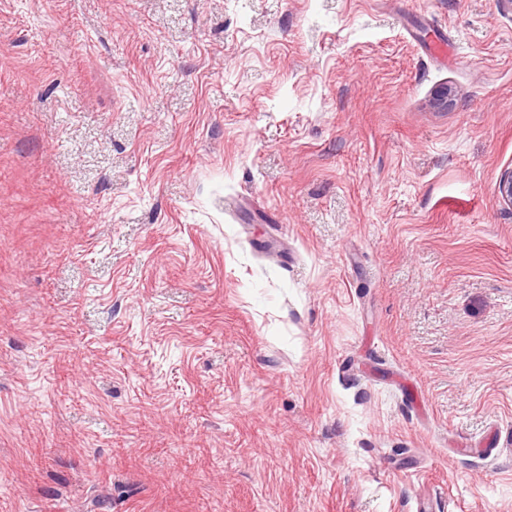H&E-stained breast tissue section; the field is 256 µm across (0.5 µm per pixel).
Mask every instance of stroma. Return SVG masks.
Segmentation results:
<instances>
[{
    "mask_svg": "<svg viewBox=\"0 0 512 512\" xmlns=\"http://www.w3.org/2000/svg\"><path fill=\"white\" fill-rule=\"evenodd\" d=\"M510 168L497 0H0V512H512Z\"/></svg>",
    "mask_w": 512,
    "mask_h": 512,
    "instance_id": "obj_1",
    "label": "stroma"
}]
</instances>
